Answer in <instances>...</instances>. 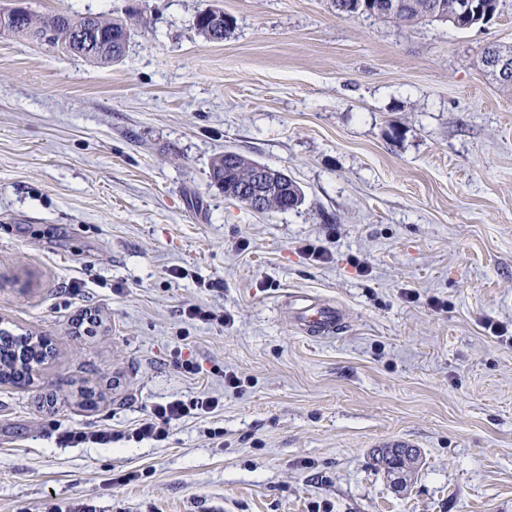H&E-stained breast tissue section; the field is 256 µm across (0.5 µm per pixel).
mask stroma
I'll use <instances>...</instances> for the list:
<instances>
[{
    "label": "stroma",
    "mask_w": 512,
    "mask_h": 512,
    "mask_svg": "<svg viewBox=\"0 0 512 512\" xmlns=\"http://www.w3.org/2000/svg\"><path fill=\"white\" fill-rule=\"evenodd\" d=\"M15 5L131 38L100 67L0 36V328L54 347L0 383V512H512V93L481 63L512 46V0L467 30L331 0ZM216 8L220 43L195 28ZM227 149L303 204L226 198L210 173ZM293 290L344 327L297 332ZM194 303L230 323L182 317ZM202 390L223 411L163 443L57 440ZM401 444L420 465L399 488L376 454Z\"/></svg>",
    "instance_id": "obj_1"
}]
</instances>
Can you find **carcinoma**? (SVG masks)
<instances>
[{
	"label": "carcinoma",
	"mask_w": 512,
	"mask_h": 512,
	"mask_svg": "<svg viewBox=\"0 0 512 512\" xmlns=\"http://www.w3.org/2000/svg\"><path fill=\"white\" fill-rule=\"evenodd\" d=\"M455 0H333L336 14L353 17L365 14L368 9H375V17L383 20H392L407 26H412L434 15L435 20L449 23L458 29H468L484 23L494 16L498 10L499 0H476L478 9L471 15L461 18L451 9ZM232 23L226 19L214 21L212 19H196L199 33L208 41L222 42L230 32ZM6 34L15 38H22L47 45L52 48H61L74 55H83V41L81 35L100 41L105 46L96 56H86V59L101 66H110L118 61L112 56V42L129 37L128 27L120 21L105 18L100 15L79 16L66 10L58 11L52 15L39 19L26 10L20 11V17L13 20L11 28L0 29V35ZM259 165V162L233 150H226L224 154L215 158L211 170V177L215 183L222 186L224 192L234 189L241 184L243 177ZM290 187V200L285 203L279 198L272 199L266 204V211L286 212L295 208V203L303 202L304 195L301 188L293 180H288ZM22 342V338H14L6 345L3 334L0 333V378H8L20 382L22 378L13 359V352ZM418 462V454L414 448H388L382 451L381 463L389 476H398L414 468Z\"/></svg>",
	"instance_id": "cac0c4a2"
}]
</instances>
